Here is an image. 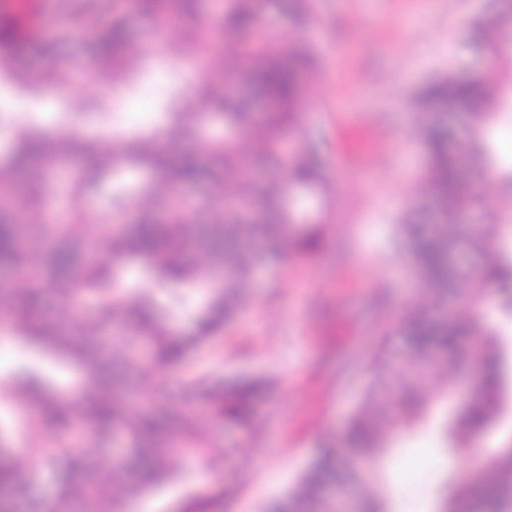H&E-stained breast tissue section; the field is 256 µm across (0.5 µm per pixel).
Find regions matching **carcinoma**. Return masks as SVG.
<instances>
[{
  "mask_svg": "<svg viewBox=\"0 0 512 512\" xmlns=\"http://www.w3.org/2000/svg\"><path fill=\"white\" fill-rule=\"evenodd\" d=\"M266 0H224L214 22L193 32L166 36L170 55L192 59L210 41L214 31L235 37V51L223 67L245 78L264 100L254 108L229 96L223 76L207 84L205 111L186 90L165 92L164 122L159 130L121 134L106 150L61 132L48 137L30 127L13 135L0 155V182L23 179L22 189L33 210L44 207L56 158L86 155L89 164L66 176L68 197L79 202L112 183V210L91 224L79 207L55 224H17L11 201L0 197V271L19 270L41 255L40 273L29 280L14 303L0 289V312L22 342L48 352L81 373V410H74L72 392L48 388L42 368L24 363L11 374L17 403L31 409L30 429L45 444L43 466L66 464L67 472L54 494L36 504L41 512H121L169 478L168 459L174 454L187 462L184 477L194 480L196 466L207 462L211 438L201 430L196 409L206 407L213 421L247 437L257 420V406L270 397V383L262 378L233 380L189 374L172 392L166 370L185 362L222 335L247 301L256 268L269 262L283 246L308 254L319 241L321 227H295L285 204L283 182H257L240 153L237 138L210 139L205 146L166 148L186 128H200L208 113L224 115V126L251 136L258 145L255 162L264 167L284 166L288 180L319 189L326 198L335 177L310 143L290 156L284 147L301 131V110L319 60L306 43L284 46L271 29ZM140 13L160 17H193L199 0H138ZM297 22L308 20L313 0H290ZM42 22L34 15L0 14V78L28 90L70 81L69 66L25 73L16 65L17 52L37 45L45 52L54 44L42 39ZM473 42L494 55L512 49V0H503L495 24H472ZM89 67L109 86L123 84L139 66L126 16L119 0H112V21L90 42ZM509 101L502 84L488 68L463 80L438 79L412 93L410 106L416 118L440 106L460 105L470 117L463 141L467 151L483 162L488 148L481 144L483 127ZM430 166L424 181L432 191L437 224L426 232L416 224H403L400 233L412 241L411 261L418 287L409 299L410 311L397 320L408 345L407 357L395 361L381 343L368 364V382L360 405L347 417L342 437L326 448L284 496L266 502L264 512H338L327 490L352 485L358 512H393L389 494L380 487L389 436L421 424L429 402L416 395L421 382L438 376L444 381L442 396L456 395L451 359L469 338V348L481 361L484 376L476 393L460 401V410L440 428L443 442L463 453L468 468L460 481L437 488L444 512H512V452H502L487 462L473 453L475 441L498 414L503 397L506 352L496 334L482 322L483 286L492 282L499 293L512 296V219L498 224H461L463 212L479 204L482 196L468 192L451 151L457 142L441 123L423 126ZM216 190L230 185L229 199L196 200L185 190L202 176ZM136 214L127 229L115 224L127 215L128 202ZM222 204L213 222L199 224L200 209ZM497 243L481 272L448 263L449 252L461 245L480 252ZM128 261L160 288L176 290L172 305L190 310L187 328L171 322L168 312L144 294L120 293L114 285ZM88 293L93 306L76 302ZM70 307L65 319L44 314L46 294ZM463 293L466 304L448 324L434 322L425 307L441 305ZM121 439L127 455L100 478L93 462L75 451L80 439L102 454ZM29 460L4 446L0 433V512H16L27 503L30 483L23 480ZM231 489L220 481L188 494L176 512H221Z\"/></svg>",
  "mask_w": 512,
  "mask_h": 512,
  "instance_id": "carcinoma-1",
  "label": "carcinoma"
}]
</instances>
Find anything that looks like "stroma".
<instances>
[{
  "instance_id": "1",
  "label": "stroma",
  "mask_w": 512,
  "mask_h": 512,
  "mask_svg": "<svg viewBox=\"0 0 512 512\" xmlns=\"http://www.w3.org/2000/svg\"><path fill=\"white\" fill-rule=\"evenodd\" d=\"M43 2L44 38L60 40L62 60L83 65L89 35L71 31L70 17L92 7L97 28H104L112 19V0ZM123 5L141 66L122 85L116 107L66 116L69 102L93 96L95 77L89 71L61 92L36 97L1 82L0 113L9 124L0 127V136H9L10 124H26L36 114L47 133L65 124L106 148L113 131L160 125L161 90L202 92L203 81L149 35L151 21L136 10L135 0ZM500 7V0H316L307 26L291 23L284 11L270 12L284 40L305 41L321 58L302 131L319 141L338 183L322 249L303 258L286 251L260 269L249 301L218 345L192 363L202 373L263 377L273 385L252 437L225 430L208 416L199 418L212 437L216 463L206 476L235 490L224 512H261L266 501L291 487L326 436L339 433L360 402L369 353L382 342L394 355L406 351L395 321L408 310L410 256L397 227L432 222L431 196L419 181L428 154L407 98L435 77L465 76L477 63L469 44L471 22H495ZM462 179L484 196L482 205L464 214V222L496 223L511 194L494 168L464 162ZM440 387L436 377L423 384L424 396L433 400L425 426L394 439L388 452L383 483L393 501L403 504L408 490L420 491L405 512H438L436 488L448 469L462 463L459 454L443 448L436 432L456 410L454 403L436 400ZM417 448L431 449L432 455L414 470L410 460Z\"/></svg>"
}]
</instances>
